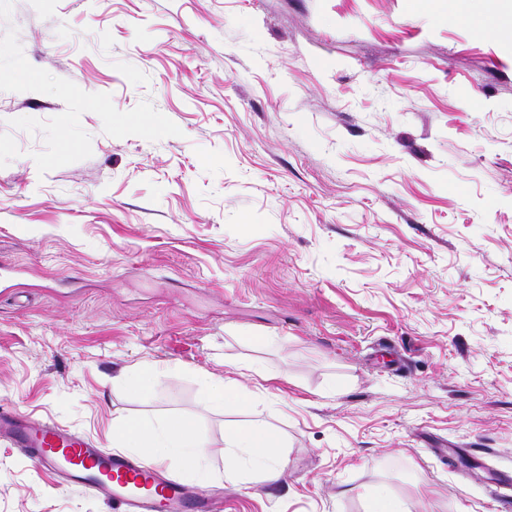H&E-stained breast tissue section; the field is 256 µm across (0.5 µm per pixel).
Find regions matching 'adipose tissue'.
Returning a JSON list of instances; mask_svg holds the SVG:
<instances>
[{
	"label": "adipose tissue",
	"instance_id": "1",
	"mask_svg": "<svg viewBox=\"0 0 512 512\" xmlns=\"http://www.w3.org/2000/svg\"><path fill=\"white\" fill-rule=\"evenodd\" d=\"M113 440L118 447L134 449L150 464L178 468L200 485L216 480L235 483L247 474L272 483L282 471L279 436L263 424L245 431L225 430L220 471L213 469L209 444L187 417L124 421L115 426Z\"/></svg>",
	"mask_w": 512,
	"mask_h": 512
}]
</instances>
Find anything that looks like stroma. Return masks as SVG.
Here are the masks:
<instances>
[{"label": "stroma", "mask_w": 512, "mask_h": 512, "mask_svg": "<svg viewBox=\"0 0 512 512\" xmlns=\"http://www.w3.org/2000/svg\"><path fill=\"white\" fill-rule=\"evenodd\" d=\"M487 10L512 0H0V405L107 452L188 416L219 469L229 425L274 427L281 478L210 484L218 512H512ZM0 512L116 510L0 440ZM208 388L209 401L216 406L224 408V406L242 407L250 403L248 395L238 389L229 381L206 380Z\"/></svg>", "instance_id": "1"}]
</instances>
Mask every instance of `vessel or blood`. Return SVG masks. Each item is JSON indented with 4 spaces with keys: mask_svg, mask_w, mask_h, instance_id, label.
I'll use <instances>...</instances> for the list:
<instances>
[{
    "mask_svg": "<svg viewBox=\"0 0 512 512\" xmlns=\"http://www.w3.org/2000/svg\"><path fill=\"white\" fill-rule=\"evenodd\" d=\"M0 437L31 462L120 503L125 512H213L211 493L188 488L144 461L107 453L53 421L2 407Z\"/></svg>",
    "mask_w": 512,
    "mask_h": 512,
    "instance_id": "obj_1",
    "label": "vessel or blood"
}]
</instances>
